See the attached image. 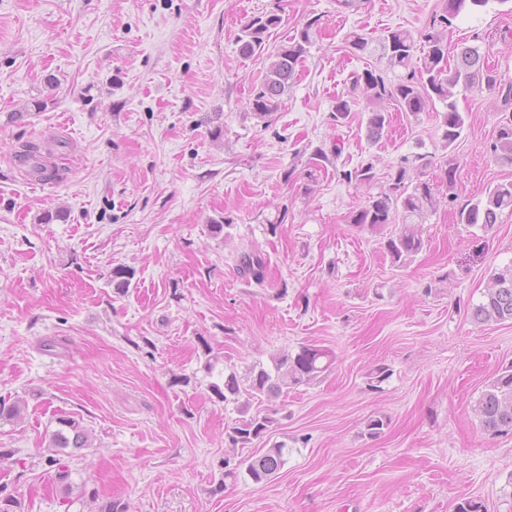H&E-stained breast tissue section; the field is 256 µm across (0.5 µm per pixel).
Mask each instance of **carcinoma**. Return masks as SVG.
Segmentation results:
<instances>
[{"label": "carcinoma", "mask_w": 512, "mask_h": 512, "mask_svg": "<svg viewBox=\"0 0 512 512\" xmlns=\"http://www.w3.org/2000/svg\"><path fill=\"white\" fill-rule=\"evenodd\" d=\"M489 0H441V14L434 16L430 25L419 35L407 30L389 29L377 39L364 34L350 35L351 48L365 52L375 44L380 48V59L390 70L404 69L408 75L392 82L385 79L382 71L366 69L355 76L354 83L364 86L371 107L365 123L366 139L379 141L388 126L385 104L397 110L417 115L436 104L442 105L437 112L439 130L444 147L453 145L461 136L466 114L459 111L455 88L484 86L494 92L506 104H512V79L488 67L485 54L478 46H465L457 55L454 66H448V42L441 26L448 25V18L465 11L487 5ZM281 24L276 13L256 16L245 23L238 36L240 54L246 58L259 56L265 49L267 34ZM318 19H310L300 31L274 55L259 88L249 101L250 109L261 116L278 110L282 97L296 79L308 48L316 41ZM422 56L415 57L417 48ZM355 101L336 99L331 111L333 120L342 123L350 116ZM496 162L512 167V122L499 126L490 145ZM431 160L425 153L414 152L402 156L388 173L387 184L370 197L368 205L351 217L358 228L372 229L401 219L398 232L388 238L387 252L393 263L403 265L420 253L424 240L418 225L424 223L436 208L433 183L419 178L430 167ZM342 176L358 186L369 187L375 182L373 164L368 163ZM506 210L512 212V180L497 183L483 198L458 205L456 223L490 229L499 223ZM243 274L260 282L264 279L261 257L243 254L239 258ZM470 319L476 325L512 322V262L494 269L489 275L479 302L469 307ZM331 365L330 353L315 345H303L295 353H283L272 358V368L261 367L242 380L235 372L224 375V384L211 385L216 397L226 403L236 404L240 417L227 433L231 447H246L263 436L273 420L268 415L250 413L255 398L278 397L288 390L307 384L326 372ZM24 401L5 403L0 400V420L13 421L20 417ZM474 411L485 431L492 435L512 432V364L500 369L486 385L476 401ZM62 428L55 431L50 441L54 454L46 458L51 467H57V480L64 483L70 472L57 455L66 448L81 449L89 446V435L73 418L60 419ZM285 446L275 444L256 457L245 458L232 465L224 460V477L237 478L245 470L255 483L266 481L285 463Z\"/></svg>", "instance_id": "obj_1"}]
</instances>
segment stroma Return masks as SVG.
<instances>
[{
    "mask_svg": "<svg viewBox=\"0 0 512 512\" xmlns=\"http://www.w3.org/2000/svg\"><path fill=\"white\" fill-rule=\"evenodd\" d=\"M440 0H0V399L24 400L0 421V494L22 512H455L467 499L512 512V434L492 435L474 404L512 363V323L478 326L467 309L492 270L512 261V213L484 231L454 222L458 204L512 179L490 143L512 105L458 90L467 120L444 147L436 113H394L388 136L365 137L366 99L352 72L379 67L352 50L355 31L418 33ZM282 18L266 56L236 42L250 17ZM320 32L277 112L249 100L267 55L305 21ZM449 48L479 45L512 78V0L450 20ZM55 87L44 83L46 75ZM357 104L330 119L338 96ZM44 109L27 112L32 100ZM26 111L24 121L13 112ZM36 145L57 180L25 181L17 155ZM430 155L435 213L422 251L393 265L395 225L350 222L370 192L343 174L376 166L385 185L402 155ZM63 210L66 220L40 218ZM221 232H214V225ZM265 262L244 276L241 253ZM127 270L126 287L112 271ZM312 344L333 355L310 384L253 401L271 429L229 449L238 418L211 384L247 376ZM385 366L381 389L369 375ZM91 447L66 463L64 491L45 462L60 416ZM383 416L380 437L367 420ZM282 443L286 463L263 483L224 478L236 459Z\"/></svg>",
    "mask_w": 512,
    "mask_h": 512,
    "instance_id": "obj_1",
    "label": "stroma"
}]
</instances>
